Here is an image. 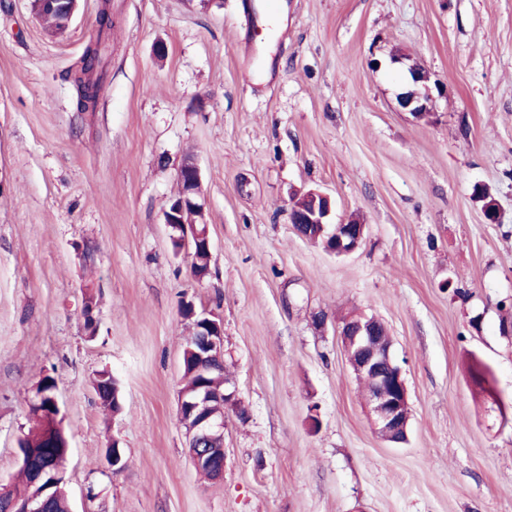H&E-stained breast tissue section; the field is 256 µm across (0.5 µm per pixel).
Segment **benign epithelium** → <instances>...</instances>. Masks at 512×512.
Returning <instances> with one entry per match:
<instances>
[{"mask_svg":"<svg viewBox=\"0 0 512 512\" xmlns=\"http://www.w3.org/2000/svg\"><path fill=\"white\" fill-rule=\"evenodd\" d=\"M40 10L58 14L59 23L70 26L77 7V0H34ZM391 62L400 66L405 91L398 94L399 106L418 118L431 113L433 95L428 87L429 73L425 67L404 53H396ZM182 185V194L172 199L163 211L164 224L176 235L173 241L178 249L187 250L190 257H196L200 250L211 251L208 230L199 224H183L180 215L189 201L199 213H204L201 198V172L191 160L185 162L177 172ZM308 205L291 206L290 223L304 238L321 234L330 223L332 214L331 197L318 190L308 191ZM366 225L356 221H340L330 234L332 246L327 252L336 256L348 255L356 251L363 242ZM184 318L197 324L198 338L186 348L194 356L199 366H207L212 371L224 367V326L204 313H198L192 302H185L181 308ZM378 325L376 318L362 314L349 316L339 328L344 348L352 369L361 377L373 380L372 392L368 393L366 406L371 424L381 439L401 444L407 441L409 415L408 389L402 368L395 360L392 342L375 339ZM212 394L205 388L187 399L180 397L178 413L183 424L190 426L188 431V454L199 470H208L213 477L224 476V415L213 411ZM37 480L44 483L42 498L14 501L7 497L8 488L0 489V512H44L51 497L50 488L63 475V467L54 460L36 465Z\"/></svg>","mask_w":512,"mask_h":512,"instance_id":"benign-epithelium-1","label":"benign epithelium"}]
</instances>
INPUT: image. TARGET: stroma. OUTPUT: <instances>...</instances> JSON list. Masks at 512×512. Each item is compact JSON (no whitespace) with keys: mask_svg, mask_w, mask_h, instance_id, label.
<instances>
[{"mask_svg":"<svg viewBox=\"0 0 512 512\" xmlns=\"http://www.w3.org/2000/svg\"><path fill=\"white\" fill-rule=\"evenodd\" d=\"M265 2L111 0L103 87L81 112L72 70L102 0L61 36L32 0H0V484L49 375L72 512H512V0H282L273 25ZM396 49L442 85L432 117L399 106ZM190 158L201 280L163 221ZM310 189L332 222L366 224L355 252L294 230ZM186 299L224 323L237 402L219 480L177 415ZM351 313L388 330L405 443L373 430L339 335ZM103 372L120 411L95 391Z\"/></svg>","mask_w":512,"mask_h":512,"instance_id":"obj_1","label":"stroma"}]
</instances>
